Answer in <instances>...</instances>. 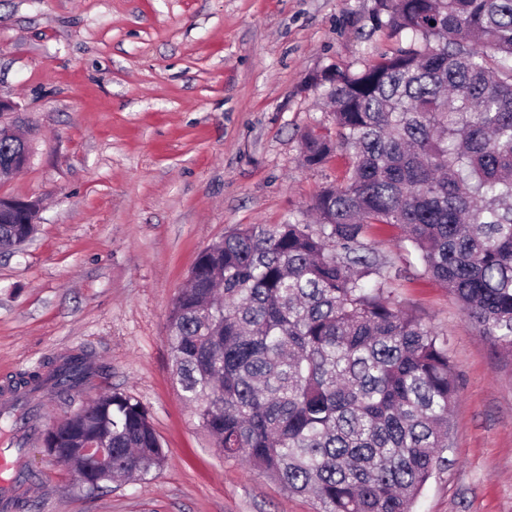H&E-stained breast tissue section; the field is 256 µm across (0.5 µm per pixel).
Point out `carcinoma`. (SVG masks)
<instances>
[{"label": "carcinoma", "instance_id": "1", "mask_svg": "<svg viewBox=\"0 0 512 512\" xmlns=\"http://www.w3.org/2000/svg\"><path fill=\"white\" fill-rule=\"evenodd\" d=\"M375 27L419 37L359 72L323 78L335 134L301 135L304 162L349 155L317 223L246 224L201 251L172 303L166 340L182 398L212 447L317 512H412L448 465L458 378L446 339L393 300L401 269L366 238L399 230L424 275L512 356V0H378ZM0 139V159L27 166ZM36 213L0 211V251L33 239ZM98 368L82 351L15 376L16 402H68ZM57 461L85 469L96 437L111 482L146 476L166 452L144 405L114 390L60 419Z\"/></svg>", "mask_w": 512, "mask_h": 512}]
</instances>
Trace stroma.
I'll list each match as a JSON object with an SVG mask.
<instances>
[{"mask_svg": "<svg viewBox=\"0 0 512 512\" xmlns=\"http://www.w3.org/2000/svg\"><path fill=\"white\" fill-rule=\"evenodd\" d=\"M377 0H0V96L35 131L0 195L42 202L33 241L0 253V387L83 351L101 371L76 404L120 389L166 450L143 479L86 496L29 448L41 485L20 512H316L227 460L181 398L165 328L198 254L240 224L305 220L344 158L300 161L330 126L323 72L400 45ZM402 267L398 306L448 338L458 374L448 466L413 512H512V362L423 278L396 230H368Z\"/></svg>", "mask_w": 512, "mask_h": 512, "instance_id": "1", "label": "stroma"}]
</instances>
